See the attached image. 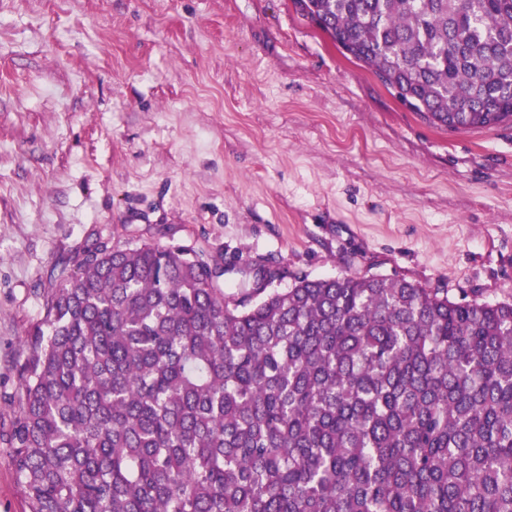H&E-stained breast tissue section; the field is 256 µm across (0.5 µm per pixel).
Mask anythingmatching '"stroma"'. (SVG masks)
Wrapping results in <instances>:
<instances>
[{
	"label": "stroma",
	"instance_id": "stroma-1",
	"mask_svg": "<svg viewBox=\"0 0 512 512\" xmlns=\"http://www.w3.org/2000/svg\"><path fill=\"white\" fill-rule=\"evenodd\" d=\"M99 236L512 302V122L433 127L291 0H0V512L27 332Z\"/></svg>",
	"mask_w": 512,
	"mask_h": 512
}]
</instances>
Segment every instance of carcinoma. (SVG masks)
I'll use <instances>...</instances> for the list:
<instances>
[{"label": "carcinoma", "instance_id": "carcinoma-1", "mask_svg": "<svg viewBox=\"0 0 512 512\" xmlns=\"http://www.w3.org/2000/svg\"><path fill=\"white\" fill-rule=\"evenodd\" d=\"M409 110L512 121V0H292ZM27 337L28 512H512V303L98 237ZM291 286L272 284L286 278Z\"/></svg>", "mask_w": 512, "mask_h": 512}]
</instances>
